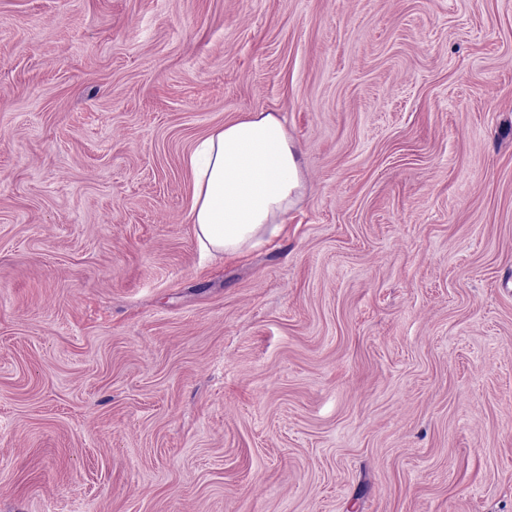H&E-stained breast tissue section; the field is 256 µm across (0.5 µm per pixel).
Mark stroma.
<instances>
[{"label": "stroma", "instance_id": "obj_1", "mask_svg": "<svg viewBox=\"0 0 512 512\" xmlns=\"http://www.w3.org/2000/svg\"><path fill=\"white\" fill-rule=\"evenodd\" d=\"M0 512H512V0H0ZM187 164L190 223L208 252L235 254L278 236L302 187L294 144L276 112H248L213 129Z\"/></svg>", "mask_w": 512, "mask_h": 512}]
</instances>
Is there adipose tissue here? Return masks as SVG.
Here are the masks:
<instances>
[{"label":"adipose tissue","instance_id":"1","mask_svg":"<svg viewBox=\"0 0 512 512\" xmlns=\"http://www.w3.org/2000/svg\"><path fill=\"white\" fill-rule=\"evenodd\" d=\"M187 164L190 221L209 252L235 254L278 236L302 187L294 144L275 112H249L213 129Z\"/></svg>","mask_w":512,"mask_h":512}]
</instances>
